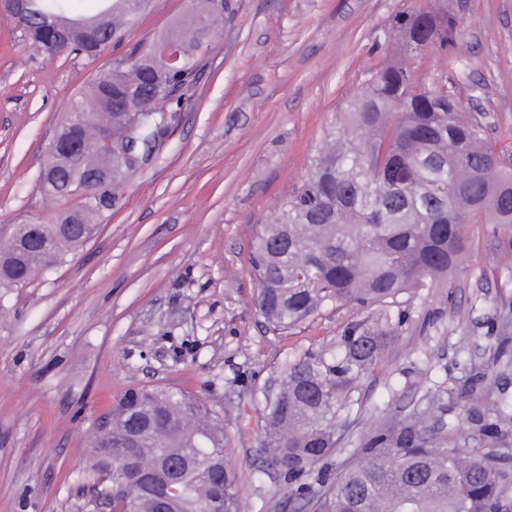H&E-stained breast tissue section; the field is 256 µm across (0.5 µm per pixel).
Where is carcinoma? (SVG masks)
<instances>
[{
	"label": "carcinoma",
	"instance_id": "1",
	"mask_svg": "<svg viewBox=\"0 0 512 512\" xmlns=\"http://www.w3.org/2000/svg\"><path fill=\"white\" fill-rule=\"evenodd\" d=\"M77 0H34L36 15L78 20L65 50L88 59L126 41L141 16L136 0H97L93 15ZM226 0H189L184 18L156 39L203 26L178 68L136 43L72 98L40 175L51 197L79 206L59 224H15L0 244V301L35 274L67 262L119 203L129 173L165 134L163 115L180 109L179 89L197 83L202 52L224 25ZM40 50L52 31L23 26ZM461 28L448 0L396 15L389 37L400 58L346 101L331 139L271 220L258 227L251 258L256 306L287 331L327 306L368 309L335 341L288 363L281 394L264 398L263 446L287 485L288 499L312 512H500L512 502V401L464 409L480 446L461 453L456 427L425 415L380 426L331 472L319 463L336 450L342 418L358 404V385L383 367L389 344L411 321L410 302L452 288L474 227L492 225L512 247V161L495 151L487 124L465 117L455 87L413 65L430 52L454 54ZM77 224L64 229L63 222ZM93 424L90 448L98 498L117 493L138 512L160 500L162 512H239L240 474L224 422L204 401L180 390L133 387ZM124 470L116 482L109 467Z\"/></svg>",
	"mask_w": 512,
	"mask_h": 512
}]
</instances>
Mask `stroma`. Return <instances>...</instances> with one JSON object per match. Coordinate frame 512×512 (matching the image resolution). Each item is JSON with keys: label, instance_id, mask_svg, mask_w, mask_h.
<instances>
[{"label": "stroma", "instance_id": "35a3bbf8", "mask_svg": "<svg viewBox=\"0 0 512 512\" xmlns=\"http://www.w3.org/2000/svg\"><path fill=\"white\" fill-rule=\"evenodd\" d=\"M424 2L227 0L221 36L154 159L73 258L0 306V512H84L89 427L135 385L177 387L219 413L241 475L240 512H302L267 470L258 401L289 359L363 313L329 308L296 330L269 328L249 265L255 228L380 67L395 15ZM451 6L463 23L454 63L432 53L423 72L448 75L484 112L496 150L512 156V0ZM185 9V0H153L133 39L152 38ZM116 54L49 60L0 16V235L62 212L39 171L71 97ZM465 267L452 292L413 299L411 326L358 388L343 457L380 424L415 419L437 389L453 391L450 421L484 390L512 395V364L497 356L501 319L512 317V261L482 230Z\"/></svg>", "mask_w": 512, "mask_h": 512}]
</instances>
